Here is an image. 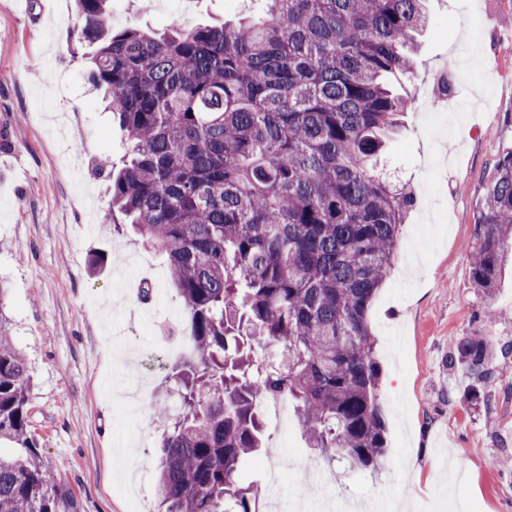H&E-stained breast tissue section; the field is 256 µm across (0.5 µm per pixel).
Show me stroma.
<instances>
[{"label":"stroma","instance_id":"35a3bbf8","mask_svg":"<svg viewBox=\"0 0 512 512\" xmlns=\"http://www.w3.org/2000/svg\"><path fill=\"white\" fill-rule=\"evenodd\" d=\"M112 24L164 30L177 0H111ZM262 0H187L184 25L259 17ZM429 26L412 55L411 105L389 151L415 204L398 250L411 249L432 184L443 222L413 264L395 260L368 319L382 370L379 403L389 448L379 471L328 468L297 417L264 413L265 453L240 468L262 512L298 501L399 497L413 512H512V354L485 385L491 408L464 399L470 379L455 343L512 344V267L491 294L473 288L468 250L487 175L512 150V0H428ZM75 0H0V312L30 368L29 425L45 466L78 512H125L129 488L153 512L155 401L176 405L170 361L151 351L185 334V309L166 255L113 211L102 157L130 145L88 80V46L74 34ZM448 81L456 125L437 139L427 93ZM107 262L92 269L90 260ZM150 279L151 302L131 282Z\"/></svg>","mask_w":512,"mask_h":512}]
</instances>
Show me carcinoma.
Masks as SVG:
<instances>
[{"label": "carcinoma", "instance_id": "cac0c4a2", "mask_svg": "<svg viewBox=\"0 0 512 512\" xmlns=\"http://www.w3.org/2000/svg\"><path fill=\"white\" fill-rule=\"evenodd\" d=\"M90 79L130 144L112 208L167 255L193 358L168 376L178 412L157 409L158 512H258L239 468L262 450L261 404H294L309 447L377 470L388 448L368 310L390 273L413 196L375 173L410 105L389 76L426 0H265L259 22L114 28L109 0H76ZM512 263V151L487 176L469 275L489 294ZM274 360L259 361L255 349ZM480 336L450 363L493 374ZM30 374L0 315V512H77L30 433Z\"/></svg>", "mask_w": 512, "mask_h": 512}]
</instances>
